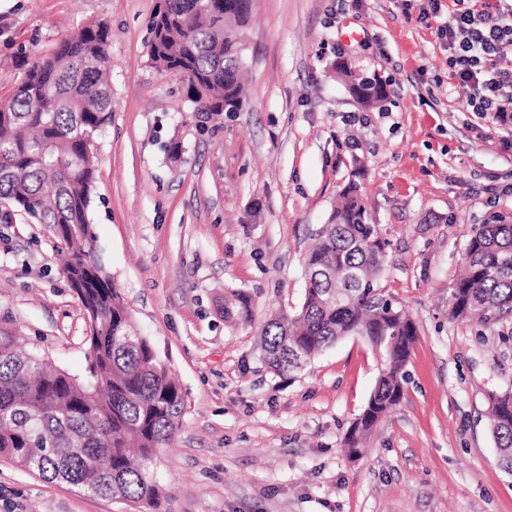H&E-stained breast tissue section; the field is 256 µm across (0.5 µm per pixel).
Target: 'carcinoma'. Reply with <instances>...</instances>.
I'll list each match as a JSON object with an SVG mask.
<instances>
[{"label":"carcinoma","instance_id":"cac0c4a2","mask_svg":"<svg viewBox=\"0 0 512 512\" xmlns=\"http://www.w3.org/2000/svg\"><path fill=\"white\" fill-rule=\"evenodd\" d=\"M225 0H161L151 21L149 63L183 81L195 112L239 111L245 61L239 27L246 13L224 14ZM109 31L97 23L62 40L48 56L24 61L23 78L0 100V198L8 199L54 234L69 256L68 280L85 287L78 299L99 312L87 339L86 375L51 369L38 353L0 333V455L50 482L88 487V493L145 503L160 512L155 471L186 397L135 324L119 289L95 259L90 221L97 140L112 112ZM336 72L358 101L385 98L377 77ZM388 243L368 222L356 184L345 188L321 225L304 261L300 307L268 320L260 333L267 365L287 375L346 336L382 349L385 365L346 437L348 452L366 449L380 421L403 395L407 364L418 339L409 314L381 292L378 279ZM251 296L238 292L224 319L248 321ZM448 318L482 325L512 322V214L471 230L461 270L448 288ZM489 425L499 466L512 474V393L489 396Z\"/></svg>","mask_w":512,"mask_h":512}]
</instances>
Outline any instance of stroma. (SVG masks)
<instances>
[{
    "label": "stroma",
    "instance_id": "1",
    "mask_svg": "<svg viewBox=\"0 0 512 512\" xmlns=\"http://www.w3.org/2000/svg\"><path fill=\"white\" fill-rule=\"evenodd\" d=\"M157 0H0V99L21 57L107 24L112 114L97 140V262L186 394L157 472L165 512H512L489 397L512 392V324L448 317L473 225L512 213V129L467 113L422 0H253L240 111H193L148 61ZM345 61L387 98L360 104ZM179 138L180 159L164 141ZM358 182L388 241L380 286L419 328L404 396L344 451L383 366L348 336L283 378L259 332L304 296V254ZM252 297L250 323L225 296ZM82 375L88 323L45 225L0 199V329ZM0 512H137L0 456Z\"/></svg>",
    "mask_w": 512,
    "mask_h": 512
}]
</instances>
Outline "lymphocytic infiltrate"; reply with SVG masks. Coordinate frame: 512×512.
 <instances>
[{
  "label": "lymphocytic infiltrate",
  "mask_w": 512,
  "mask_h": 512,
  "mask_svg": "<svg viewBox=\"0 0 512 512\" xmlns=\"http://www.w3.org/2000/svg\"><path fill=\"white\" fill-rule=\"evenodd\" d=\"M443 9L438 34L450 78L467 90V111L512 124V0H426L420 17Z\"/></svg>",
  "instance_id": "obj_1"
}]
</instances>
